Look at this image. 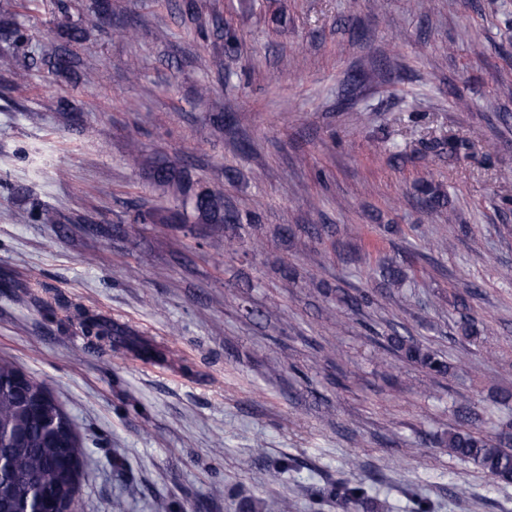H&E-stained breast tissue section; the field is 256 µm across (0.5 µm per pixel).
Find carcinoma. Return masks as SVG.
I'll use <instances>...</instances> for the list:
<instances>
[{
    "instance_id": "obj_1",
    "label": "carcinoma",
    "mask_w": 512,
    "mask_h": 512,
    "mask_svg": "<svg viewBox=\"0 0 512 512\" xmlns=\"http://www.w3.org/2000/svg\"><path fill=\"white\" fill-rule=\"evenodd\" d=\"M41 62L52 73H67L73 61L66 54L45 55ZM0 68L12 72L16 81L14 89L24 90L27 73L20 71L18 61L0 58ZM151 177L165 188L172 206L161 207L150 213L151 223L165 229H181L194 222L209 224L216 230L228 229L239 222L236 213L224 217L223 196L214 191H200L174 164L153 169ZM338 301L349 310H357L370 303L366 293L342 292ZM74 318L82 332L99 341H108L115 349H125L134 355L158 362L168 360V352L151 341L134 337L118 324L107 325L97 314L77 308ZM386 348L393 354L418 365L434 376L448 374V361L438 351L420 343L402 332V326L392 323L385 334ZM17 368L0 359V434L4 436L0 449L7 452L14 468L0 471V512H13L26 507L34 512L41 506L40 496L49 490L56 500L63 503L81 486V458L84 455L80 439L71 418L52 398L44 396L46 384L38 379L27 386L28 395L40 402L39 410L32 411L19 391L8 384ZM448 454L468 461L501 482H512V442L496 441L477 432L454 430L444 441ZM359 468L352 463L349 477L334 492L344 509L354 502L365 500L363 483L358 479Z\"/></svg>"
}]
</instances>
